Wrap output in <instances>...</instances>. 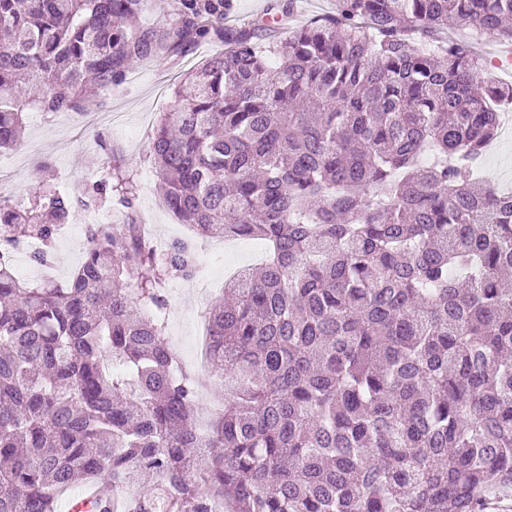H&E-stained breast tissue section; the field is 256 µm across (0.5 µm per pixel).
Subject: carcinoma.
<instances>
[{
  "label": "carcinoma",
  "mask_w": 512,
  "mask_h": 512,
  "mask_svg": "<svg viewBox=\"0 0 512 512\" xmlns=\"http://www.w3.org/2000/svg\"><path fill=\"white\" fill-rule=\"evenodd\" d=\"M152 8L161 27L139 24ZM454 21L512 44V0H336L260 46L224 0H0V150L24 116L79 113L140 61L218 39L149 145L192 236L90 224L64 286L45 263L78 210L133 208L110 173L81 196L0 201V512H483L512 497V194L475 171L512 85L482 78ZM268 255L208 309L219 414L167 341L162 285L195 238ZM144 479L158 493L130 491Z\"/></svg>",
  "instance_id": "carcinoma-1"
}]
</instances>
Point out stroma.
I'll list each match as a JSON object with an SVG mask.
<instances>
[{"mask_svg":"<svg viewBox=\"0 0 512 512\" xmlns=\"http://www.w3.org/2000/svg\"><path fill=\"white\" fill-rule=\"evenodd\" d=\"M275 0H226L224 24L228 27L259 23L264 44L284 40L291 28L335 13L336 0H294L291 13L275 7ZM221 43L204 42L181 57H155L140 62L124 83L101 95L98 109L108 121L93 115L28 112L22 141L9 149V168L0 172V199L10 203L26 200L42 183L68 189L75 196L118 168L134 176L137 197L134 211L142 222L155 226L166 240L177 239V218L165 207L157 190V177L149 155L158 113L176 102L174 88L182 76L219 53ZM481 171L490 184L512 186V135H498L492 150L484 152ZM97 212L88 211L72 222L76 230L66 250H55L51 273L58 284H66L84 258L87 225ZM167 332L181 343L179 357H186L197 325L204 321L206 304L200 302L187 280L166 284Z\"/></svg>","mask_w":512,"mask_h":512,"instance_id":"stroma-1","label":"stroma"}]
</instances>
